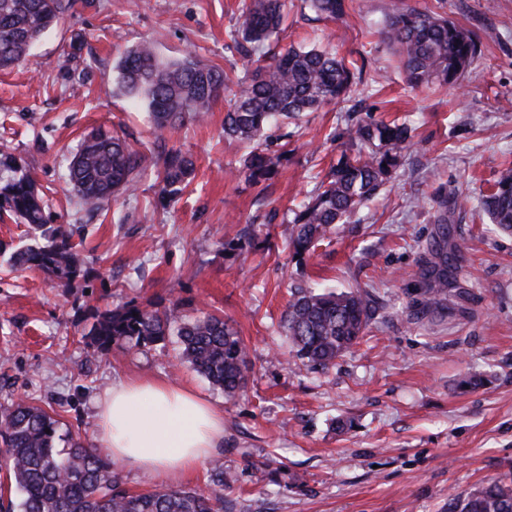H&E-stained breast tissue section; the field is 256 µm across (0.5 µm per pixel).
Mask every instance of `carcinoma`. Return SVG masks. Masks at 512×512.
I'll use <instances>...</instances> for the list:
<instances>
[{
	"label": "carcinoma",
	"mask_w": 512,
	"mask_h": 512,
	"mask_svg": "<svg viewBox=\"0 0 512 512\" xmlns=\"http://www.w3.org/2000/svg\"><path fill=\"white\" fill-rule=\"evenodd\" d=\"M75 5V0H0V70L25 62L31 44ZM284 6L285 0L243 2V20L232 37L256 66L232 84L222 70L191 55L161 62L152 46L144 43L120 57L117 86L147 105L160 135L187 117L204 119L225 93L224 135L247 143L255 142L273 124L298 121L306 112L351 98L354 74L329 51L291 46L266 62V46L281 28ZM308 6L319 17L336 20L345 14L346 0H308ZM384 35L413 90L456 83L480 53L472 31L414 8L389 16ZM332 138L343 141L345 149L291 220L288 246L301 259L335 225L349 223L356 209L379 193L399 167L401 152L413 145L406 125L371 115ZM283 157L256 146L242 159L238 174L260 185L276 175ZM158 164V196L170 203L194 173L192 158L171 152L160 163L150 162L125 139L100 130L71 159L67 177L82 206L97 210L128 193L137 173ZM482 205L498 232L512 234V168L500 172ZM45 208L26 167L0 150V213L41 231L43 239L15 251L11 261L70 285L84 276L83 263L71 234L60 226H47ZM447 246L446 241L430 246L422 258L432 282L418 290L417 302L427 312L443 308L448 274L462 272L465 246H455L453 263ZM373 302L365 287L341 292L295 287L284 328L301 365L314 371L335 365L363 337ZM173 332L179 336L182 359L223 390L225 398L233 399L242 391L248 372L246 345L237 330L215 314L189 319L178 301L163 309L151 303L130 304L94 315L88 335L105 357L114 344L153 346ZM58 428L59 421L39 406L0 407V455L20 494L18 502H7L5 512H224V496L218 489L131 491L103 449L79 439L56 447ZM449 512H512V489L497 482L482 484L462 498L451 499Z\"/></svg>",
	"instance_id": "cac0c4a2"
}]
</instances>
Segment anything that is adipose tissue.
Masks as SVG:
<instances>
[{"instance_id":"adipose-tissue-1","label":"adipose tissue","mask_w":512,"mask_h":512,"mask_svg":"<svg viewBox=\"0 0 512 512\" xmlns=\"http://www.w3.org/2000/svg\"><path fill=\"white\" fill-rule=\"evenodd\" d=\"M112 459L160 480L197 473L224 444V413L190 388L122 380L97 403Z\"/></svg>"}]
</instances>
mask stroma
Masks as SVG:
<instances>
[{"mask_svg":"<svg viewBox=\"0 0 512 512\" xmlns=\"http://www.w3.org/2000/svg\"><path fill=\"white\" fill-rule=\"evenodd\" d=\"M406 7L479 37L481 53L458 84L407 86L380 32ZM284 13L278 47L336 52L356 68L358 91L267 130L269 152L288 158L264 190L235 173L248 146L225 138V100L160 140L145 104L116 89L119 58L144 41L161 59L190 53L232 80L252 70L232 39L240 0H78L26 62L0 71V146L24 161L88 271L65 288L13 268L11 251L41 236L0 218V406L40 405L62 438L98 448L96 403L112 384L180 381L223 409L224 447L172 485L210 491L223 466L237 478L224 512H448L450 498L480 483L512 486V235L494 232L480 208L512 165V0H349L336 20L286 0ZM368 115L407 124L413 146L351 223L295 259L292 211L341 154L330 133ZM98 130L154 157L171 148L191 156L190 184L161 206L151 168L129 194L87 210L64 173ZM441 195L450 199L448 241L468 249L464 276L449 280L444 309L429 314L413 298ZM297 285L367 286L376 298L364 339L324 374L292 363L283 318ZM176 301L193 316H224L242 337L249 370L236 399L178 364L177 337L116 344L104 358L89 343L95 311ZM467 375L483 385L459 389ZM275 461L284 465L275 481H256Z\"/></svg>","mask_w":512,"mask_h":512,"instance_id":"stroma-1","label":"stroma"}]
</instances>
